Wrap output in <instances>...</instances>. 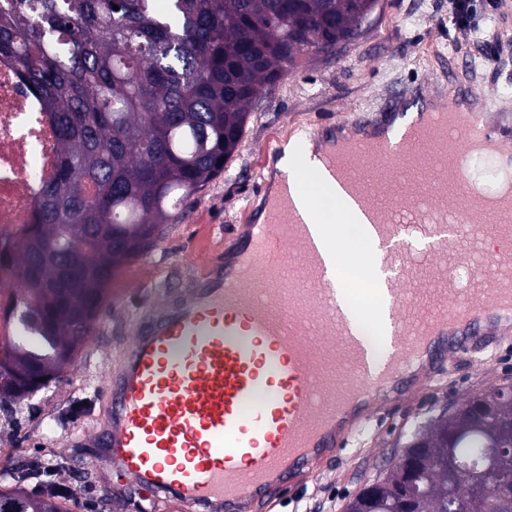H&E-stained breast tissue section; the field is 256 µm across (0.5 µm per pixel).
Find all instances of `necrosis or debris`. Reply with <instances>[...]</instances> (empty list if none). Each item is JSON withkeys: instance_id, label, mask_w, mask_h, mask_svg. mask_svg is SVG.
I'll list each match as a JSON object with an SVG mask.
<instances>
[{"instance_id": "necrosis-or-debris-1", "label": "necrosis or debris", "mask_w": 512, "mask_h": 512, "mask_svg": "<svg viewBox=\"0 0 512 512\" xmlns=\"http://www.w3.org/2000/svg\"><path fill=\"white\" fill-rule=\"evenodd\" d=\"M58 151L52 114L23 85L16 62L0 58V238L21 239Z\"/></svg>"}]
</instances>
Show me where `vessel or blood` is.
<instances>
[{
	"label": "vessel or blood",
	"instance_id": "1",
	"mask_svg": "<svg viewBox=\"0 0 512 512\" xmlns=\"http://www.w3.org/2000/svg\"><path fill=\"white\" fill-rule=\"evenodd\" d=\"M319 134L331 140L322 181L375 250L349 267L329 222L306 224L294 189L261 184L264 217L234 232L206 277L139 314L107 380L91 439L128 487L186 512H259L380 400L512 332V195L471 194L451 161L453 146L508 143L512 128L428 112L383 139ZM364 291L378 302L360 322L352 300ZM366 324L385 341L370 346Z\"/></svg>",
	"mask_w": 512,
	"mask_h": 512
}]
</instances>
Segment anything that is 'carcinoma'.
Returning a JSON list of instances; mask_svg holds the SVG:
<instances>
[{
	"mask_svg": "<svg viewBox=\"0 0 512 512\" xmlns=\"http://www.w3.org/2000/svg\"><path fill=\"white\" fill-rule=\"evenodd\" d=\"M377 0H0V55L54 114L56 176L16 251L0 336V414L59 380L105 307L115 270L169 211L224 172L251 105L304 52H329ZM421 433L416 512H512V457L490 470L478 448H512V400L494 420L467 413ZM41 460L12 468L0 512H71ZM345 512H400L401 463Z\"/></svg>",
	"mask_w": 512,
	"mask_h": 512,
	"instance_id": "carcinoma-1",
	"label": "carcinoma"
}]
</instances>
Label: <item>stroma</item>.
<instances>
[{
    "label": "stroma",
    "instance_id": "35a3bbf8",
    "mask_svg": "<svg viewBox=\"0 0 512 512\" xmlns=\"http://www.w3.org/2000/svg\"><path fill=\"white\" fill-rule=\"evenodd\" d=\"M512 45V0H496L494 19L480 34L453 25L448 0H378L359 37L329 53L301 55L250 110L244 135L221 176L173 210L153 244L115 274L106 309L89 343L61 381L30 396L33 411L0 419V458L21 463L56 448L68 463L54 472L77 503L76 512H183L147 491L127 492L119 469L89 472L85 444L102 423L105 383L129 343L137 309L202 275L229 243L224 233L254 218L253 194L285 151L325 121L352 122L383 112L392 92L447 88L448 65L483 95L489 119L512 123V56L489 65L487 55ZM512 384V335L448 362L403 399L385 404L341 450L316 464L265 512H344L364 485L382 477L414 429L446 405L499 384ZM108 506H99L103 490Z\"/></svg>",
    "mask_w": 512,
    "mask_h": 512
}]
</instances>
